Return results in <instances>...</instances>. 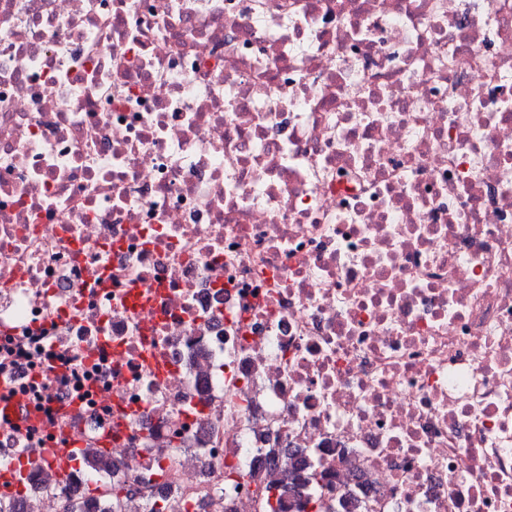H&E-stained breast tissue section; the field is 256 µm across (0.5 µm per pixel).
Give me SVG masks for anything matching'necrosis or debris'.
<instances>
[{
  "mask_svg": "<svg viewBox=\"0 0 512 512\" xmlns=\"http://www.w3.org/2000/svg\"><path fill=\"white\" fill-rule=\"evenodd\" d=\"M16 363L0 512L78 412L172 512H512V0H0ZM2 399L0 401V422L2 424L5 422H15L22 426L33 419L32 409L22 401L14 399L9 402H3ZM1 410L3 411L2 414ZM291 458H289V461L285 460L283 463V472H284V479L282 481V484L275 488L277 490L274 492V494L270 497H267L268 501V508L266 512H285L283 509V501L286 496H290L294 492L295 488V481H296V472L299 469H302L301 463H298L293 460V462L290 461ZM272 498H275V500H271Z\"/></svg>",
  "mask_w": 512,
  "mask_h": 512,
  "instance_id": "1",
  "label": "necrosis or debris"
}]
</instances>
